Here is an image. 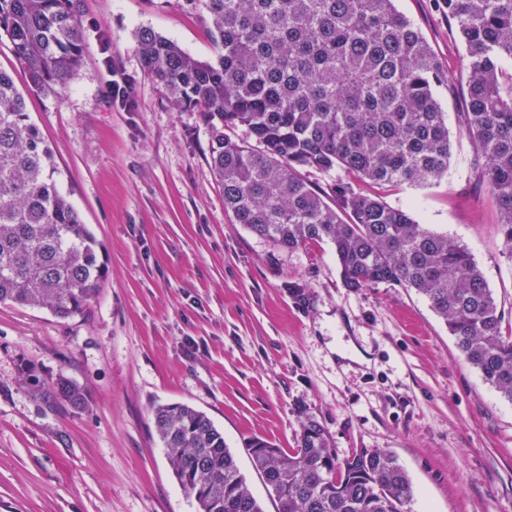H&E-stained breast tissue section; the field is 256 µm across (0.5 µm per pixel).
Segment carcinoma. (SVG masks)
<instances>
[{
    "label": "carcinoma",
    "mask_w": 512,
    "mask_h": 512,
    "mask_svg": "<svg viewBox=\"0 0 512 512\" xmlns=\"http://www.w3.org/2000/svg\"><path fill=\"white\" fill-rule=\"evenodd\" d=\"M467 57L465 132L478 145L482 183L501 214L512 254V0H436ZM207 13L218 49L200 61L150 28L136 32L144 69L181 110L203 113L211 169L224 208L280 251L332 245L345 287L381 284L424 295L464 359L512 401V340L472 254L412 214L354 182L427 187L448 175V115L437 95L452 88L395 0H183ZM0 32L29 87L64 90L84 39L74 0H0ZM243 127L252 142L226 129ZM341 170L336 206L301 170ZM61 172L24 94L0 69V303L84 312L106 278L98 241L59 185ZM36 396L85 405L84 389L60 378ZM153 425L177 481L197 512H264L224 433L186 403L159 404ZM253 467L277 512H404L412 482L389 450L341 458L325 428L307 418L298 447L254 438Z\"/></svg>",
    "instance_id": "carcinoma-1"
}]
</instances>
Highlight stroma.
Here are the masks:
<instances>
[{"label":"stroma","mask_w":512,"mask_h":512,"mask_svg":"<svg viewBox=\"0 0 512 512\" xmlns=\"http://www.w3.org/2000/svg\"><path fill=\"white\" fill-rule=\"evenodd\" d=\"M395 5L454 86L442 97L453 158L430 188H356L413 207L419 223L466 245L512 336V256L461 123L464 47L435 0ZM77 6L85 50L60 95L29 90L0 36V69L24 91L108 269L70 319L0 304V512H196L152 425L154 406L175 402L223 431L265 512L276 501L244 444L294 448L308 417L339 456L391 451L413 482L408 512H512V402L464 360L427 299L346 288L329 244L276 250L225 209L202 113L175 108L135 47L148 27L214 60L207 13L181 0ZM116 67L131 79L133 108L107 94ZM62 377L85 389L83 409L33 394Z\"/></svg>","instance_id":"1"}]
</instances>
